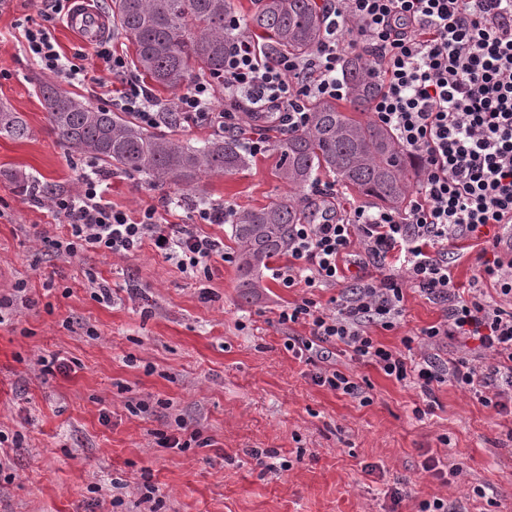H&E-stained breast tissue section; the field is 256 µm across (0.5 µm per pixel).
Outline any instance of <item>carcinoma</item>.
I'll use <instances>...</instances> for the list:
<instances>
[{"instance_id":"obj_1","label":"carcinoma","mask_w":512,"mask_h":512,"mask_svg":"<svg viewBox=\"0 0 512 512\" xmlns=\"http://www.w3.org/2000/svg\"><path fill=\"white\" fill-rule=\"evenodd\" d=\"M112 22L134 46L135 70L168 90L187 91L196 81H224V55L236 31L234 0H111ZM242 24L279 55H307L322 40L323 15L314 0H255ZM351 112H365L378 90L370 66L360 57L343 68ZM48 123L58 141L90 159L137 174L151 185L193 187L212 174L246 167L243 137L214 136L200 145L158 133L130 112L93 108L60 90L40 85ZM307 128L285 133L275 145L278 177L292 189L260 208L231 210L237 245L238 287H260L264 261L288 250L293 224L302 223L309 190L320 173L367 199L401 208L410 193L406 155L385 127L343 112L336 101H313ZM33 131L21 113L0 108V135L23 141Z\"/></svg>"}]
</instances>
